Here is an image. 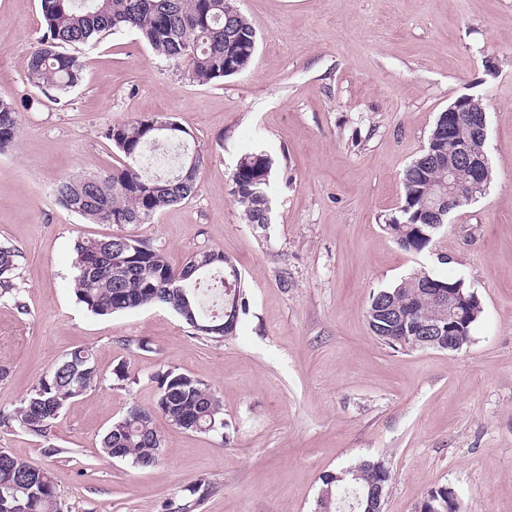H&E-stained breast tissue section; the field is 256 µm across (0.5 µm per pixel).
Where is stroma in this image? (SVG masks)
<instances>
[{
    "label": "stroma",
    "mask_w": 512,
    "mask_h": 512,
    "mask_svg": "<svg viewBox=\"0 0 512 512\" xmlns=\"http://www.w3.org/2000/svg\"><path fill=\"white\" fill-rule=\"evenodd\" d=\"M234 5L259 28L240 74L193 82L123 31L83 49L82 82L47 97L26 78L46 31L40 0H0V99L22 106L19 137L0 152V242L22 254L19 296L0 299V411L75 348L99 372L49 440L0 427V451L47 469L67 512H162L199 479L212 490L195 512H315L322 475L378 458L393 474L383 512H419L440 486L458 491L460 512H512V0ZM464 95L487 113L491 182L428 248L404 250L387 229L402 174ZM135 115L177 121L204 165L191 197L124 231L176 267L214 248L234 262L248 308L224 340L161 305L97 316L73 292L77 239L116 228L63 209L52 187L116 166L104 132ZM254 151L274 161L262 226L231 193ZM420 270L463 280L480 301L459 351H395L369 328L372 294ZM121 362L131 379L120 386ZM163 366L207 384L225 428L160 416L155 466L102 455L127 407L154 405Z\"/></svg>",
    "instance_id": "obj_1"
}]
</instances>
